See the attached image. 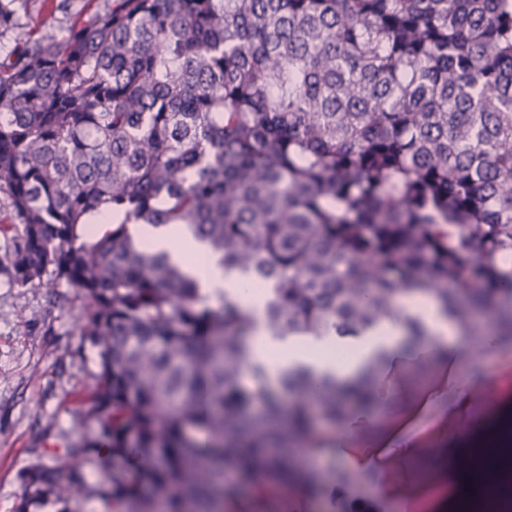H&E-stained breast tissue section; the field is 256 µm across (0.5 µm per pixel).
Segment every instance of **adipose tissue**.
<instances>
[{
	"label": "adipose tissue",
	"mask_w": 512,
	"mask_h": 512,
	"mask_svg": "<svg viewBox=\"0 0 512 512\" xmlns=\"http://www.w3.org/2000/svg\"><path fill=\"white\" fill-rule=\"evenodd\" d=\"M195 277L202 295L212 299L223 295L254 310L261 306L243 279L225 275L217 263H209L204 270L196 272ZM397 305L405 312L418 315L439 338V388L432 392L419 391L410 394L403 415L375 436L369 445L368 455L362 461L363 467L372 470L383 469L393 460H409L420 454L423 443L413 432L412 424L428 404L440 398L442 388L449 386L454 390V397L448 404L449 415H464L470 413L473 407V399L468 390L456 384L455 369L459 352L449 342L448 324L438 314L433 302L421 295H411L399 298ZM400 339L399 328L390 322L380 324L367 335L350 336L341 340L332 336L276 339L261 330L257 333L252 354L273 373L301 362L309 365L316 373L330 374L342 379L353 377L364 357L380 344L386 346L391 365H400L404 360ZM335 343L349 348L353 353L352 358L339 361L323 355V348Z\"/></svg>",
	"instance_id": "adipose-tissue-1"
}]
</instances>
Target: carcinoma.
<instances>
[{
    "mask_svg": "<svg viewBox=\"0 0 512 512\" xmlns=\"http://www.w3.org/2000/svg\"><path fill=\"white\" fill-rule=\"evenodd\" d=\"M0 192L14 281L77 289L99 348L85 432L23 471L15 512H265L380 404L387 352L351 380L272 379L247 362L258 328L392 322L435 354L397 307L419 292L459 348L512 344V0H120L60 40L18 29ZM132 223L208 252L175 263ZM212 258L268 293L261 315L204 301L189 270ZM134 226V232L137 236H140L143 242L152 251H166L169 252L172 258L179 262L180 252L171 248V243L174 239L179 238L178 242L181 247L189 248L197 252H205L206 246L204 243L195 240L190 236H186L183 232L174 226H168L160 229L139 228V224L131 225Z\"/></svg>",
    "mask_w": 512,
    "mask_h": 512,
    "instance_id": "1",
    "label": "carcinoma"
}]
</instances>
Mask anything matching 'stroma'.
Masks as SVG:
<instances>
[{"label":"stroma","mask_w":512,"mask_h":512,"mask_svg":"<svg viewBox=\"0 0 512 512\" xmlns=\"http://www.w3.org/2000/svg\"><path fill=\"white\" fill-rule=\"evenodd\" d=\"M111 0H13L18 23L33 39L62 38L74 22L103 17ZM84 302L76 289L61 285L47 294L35 284H17L0 249V512H14L21 492L20 473L32 462L63 453L83 430L72 410L93 391L99 370L97 347L79 336ZM427 422L443 424L435 439L444 454L434 467L438 489L459 455L448 443L460 439L468 420L448 415L447 400L432 406ZM401 483L399 464L380 471L376 483L332 487L322 483L316 498L298 497L297 512H325L335 501L344 512H402L385 488Z\"/></svg>","instance_id":"stroma-1"}]
</instances>
